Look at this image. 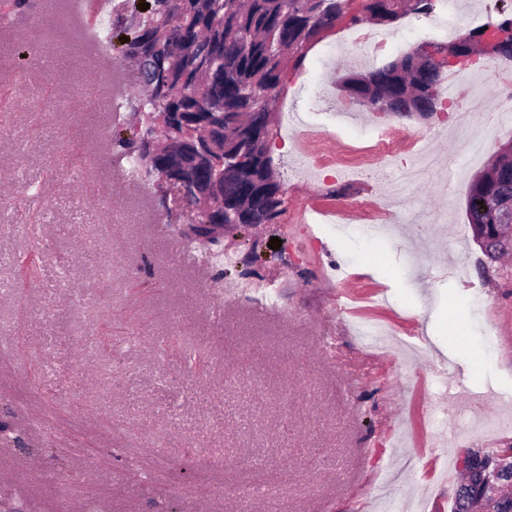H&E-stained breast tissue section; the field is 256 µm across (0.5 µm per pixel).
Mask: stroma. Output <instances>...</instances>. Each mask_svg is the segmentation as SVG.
I'll return each mask as SVG.
<instances>
[{
  "label": "stroma",
  "instance_id": "35a3bbf8",
  "mask_svg": "<svg viewBox=\"0 0 512 512\" xmlns=\"http://www.w3.org/2000/svg\"><path fill=\"white\" fill-rule=\"evenodd\" d=\"M455 4L444 31L433 13L365 23L382 52L339 44L337 27L312 44L273 104L285 213L213 245L189 237L193 212L112 161L101 122L137 87L121 40L108 73L73 33L44 61L26 32L42 0H0L14 21L0 37L1 499L22 512H70L74 497L99 512H384L370 499L384 481L388 501L450 512L457 455L512 445V426L470 429L477 410L452 408L443 372L454 364L460 388H492L512 414V258L490 262L466 215L472 181L512 140L493 66L460 70L485 98L464 120L450 103L427 120L371 112L337 86L498 6ZM390 126L396 157L416 143L431 175L405 184L372 156ZM392 219L399 231L378 235ZM227 249L236 264L188 260ZM246 272L272 287L276 314L222 296ZM79 338L97 380L80 398L58 383ZM30 374L57 382L54 396ZM270 456L287 481L270 479Z\"/></svg>",
  "mask_w": 512,
  "mask_h": 512
}]
</instances>
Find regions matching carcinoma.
Segmentation results:
<instances>
[{
	"label": "carcinoma",
	"mask_w": 512,
	"mask_h": 512,
	"mask_svg": "<svg viewBox=\"0 0 512 512\" xmlns=\"http://www.w3.org/2000/svg\"><path fill=\"white\" fill-rule=\"evenodd\" d=\"M436 0H361L352 10L349 0H150L144 12L116 10L110 29L133 32L123 53L139 75L142 91L125 99L136 117L139 133L131 138L116 134L113 158L136 177L166 193L161 174L185 182L183 199L194 204L195 193L207 192L215 161L238 167L224 178V191L235 203L227 205L222 223L262 224L282 215L283 198L271 192L257 195L265 173L259 165L264 145L253 131L265 125L269 103L279 90L289 66H298L305 50L320 35L348 20L391 24L407 14L428 15ZM464 58L512 63V12L455 38L431 45ZM442 71L418 51L406 53L375 69L350 73L341 87L350 99L383 112L408 99H426L431 111L442 106ZM185 112L194 117L189 129L167 120L169 147L155 155L152 143L156 121L163 115ZM512 161L493 158L473 180L467 202L468 223L497 224L503 203L512 199V176L496 180ZM460 482L462 495L453 498L452 512H468L479 486ZM512 478L505 479L495 503L497 512H512Z\"/></svg>",
	"instance_id": "obj_1"
}]
</instances>
